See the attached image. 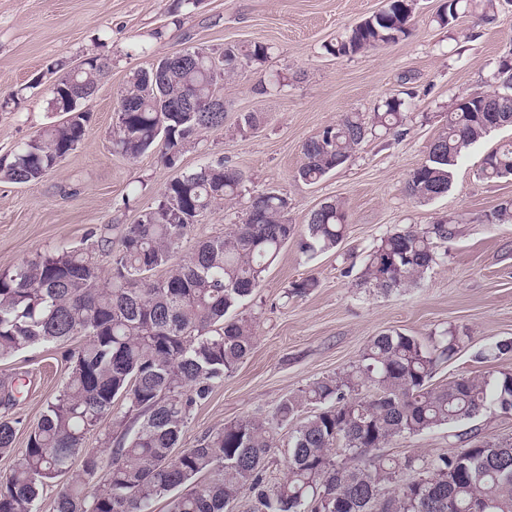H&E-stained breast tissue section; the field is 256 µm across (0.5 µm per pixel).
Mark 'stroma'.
I'll use <instances>...</instances> for the list:
<instances>
[{
    "label": "stroma",
    "mask_w": 512,
    "mask_h": 512,
    "mask_svg": "<svg viewBox=\"0 0 512 512\" xmlns=\"http://www.w3.org/2000/svg\"><path fill=\"white\" fill-rule=\"evenodd\" d=\"M387 0H197L172 24L176 0H0V160L38 132L63 119L52 111L49 89L83 60L110 62L107 76L85 101L86 136L58 167L35 182L0 180V270L36 254L89 247L94 233L118 238L155 205L175 173L224 162L243 172V192L201 217L190 242L228 233L241 221L250 195L274 190L288 198V221L304 227L321 203L340 201L347 235L335 249L308 257L286 244L259 288L236 309L252 320L255 344L237 368L198 405L179 445L196 446L225 422L270 415L284 397L359 360L367 341L398 330L430 341L446 329L469 338L442 363L434 382L474 369L479 347L512 340V223L488 215L512 200V177L486 180L484 156L512 138L491 131L467 150L450 190L432 200L405 191L408 173L421 164L443 131L457 97L494 88L500 60L512 55V0L488 16L466 15L450 26L434 17L445 0H415L410 35L376 50L336 57L328 53L347 30L381 10ZM269 48L260 62L241 60L225 79L224 125L184 146L176 166L153 148L129 159L114 151L115 108L133 73L154 56L227 46ZM150 53H141V46ZM410 100L401 127L375 129L349 160L314 184L297 180L302 146L342 115L372 118L386 100ZM258 113V130L239 119ZM457 217L456 234L439 244L437 260L417 286L383 291L359 282L365 256L396 228H426ZM318 286L289 296L292 281ZM67 367L61 347L29 348L0 362V378H25L14 407L16 447L62 388ZM448 429L392 441L386 454L401 459L456 451Z\"/></svg>",
    "instance_id": "35a3bbf8"
}]
</instances>
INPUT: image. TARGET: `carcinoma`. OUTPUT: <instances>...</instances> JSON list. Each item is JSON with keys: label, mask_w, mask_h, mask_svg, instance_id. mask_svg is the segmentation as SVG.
<instances>
[{"label": "carcinoma", "mask_w": 512, "mask_h": 512, "mask_svg": "<svg viewBox=\"0 0 512 512\" xmlns=\"http://www.w3.org/2000/svg\"><path fill=\"white\" fill-rule=\"evenodd\" d=\"M495 0H447L438 22L449 26L463 14H487ZM410 0L386 6L355 24L328 46L334 56H351L394 43L411 32ZM239 49L224 60L200 51L190 64L134 73L122 94L113 148L135 159L163 142L169 166L184 145L224 125L222 112H167V97H209L233 74ZM262 61L268 47L255 43L243 53ZM103 57L86 59L75 77L77 98L57 88L50 105L70 118L25 142L0 163L13 183L39 180L83 141L91 114L82 100L108 73ZM498 90L458 98L445 130L425 160L406 179L408 193L433 199L447 193L463 153L489 132L494 115L512 127V59L501 60ZM398 99L374 113L390 130L402 122ZM368 127L357 113L307 140L297 177L315 183L343 165L364 142ZM487 180L512 176V142L488 153L479 168ZM241 171L219 161L181 172L163 186L154 207L122 230L117 250L99 236L97 246L47 251L0 272V359L36 344L63 345L66 380L48 403L26 446H14L9 417L20 393L13 377L0 379V455L11 467L0 481V512H38L40 490L56 487L55 512H227L246 493L251 512H512V436H483L474 429L454 435L466 452L394 460L378 450L395 438L456 427L488 411L512 415V371L466 373L442 384L431 379L439 365L466 345L446 331L428 345L390 330L372 337L357 364L317 379L283 398L270 419L243 416L178 449L195 408L249 353L253 323L231 318L261 286L265 273L289 240L309 257L336 248L346 230L338 201L312 210L302 232L288 223V199L274 192L250 196L246 217L227 235L199 241L183 251L199 218L237 198ZM512 223V201L487 217ZM453 218L426 229L411 225L382 237L366 256L360 282L386 291L418 284L436 263L437 243L455 234ZM111 256L102 277L96 253ZM162 268L161 278L153 271ZM512 354V341L483 346L479 363ZM312 414L298 420L299 413ZM287 426L286 476L269 486L265 462ZM99 430L102 447L88 448L87 434Z\"/></svg>", "instance_id": "cac0c4a2"}]
</instances>
